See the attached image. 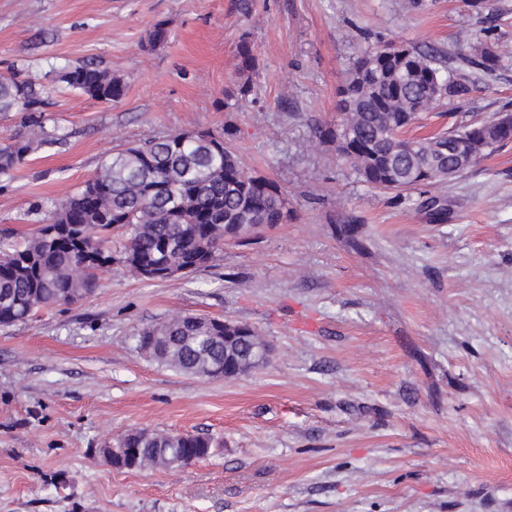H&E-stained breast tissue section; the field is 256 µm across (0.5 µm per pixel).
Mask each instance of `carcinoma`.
Masks as SVG:
<instances>
[{
    "label": "carcinoma",
    "mask_w": 512,
    "mask_h": 512,
    "mask_svg": "<svg viewBox=\"0 0 512 512\" xmlns=\"http://www.w3.org/2000/svg\"><path fill=\"white\" fill-rule=\"evenodd\" d=\"M499 54L486 46L480 59L465 63L493 69ZM58 81L100 101H117L122 81L90 64L64 68ZM468 87L448 72L443 53L432 48L397 45L388 56L368 51L348 71L338 90L341 118L320 136L341 143L338 156L358 179L374 188L417 189L448 181L437 147L448 146V132L406 139L401 131L420 112L465 95ZM44 105L37 80L16 73L0 75V112H39ZM59 129L35 119L29 137L0 143V174L23 163L34 149L61 142ZM512 136L494 133L475 150L494 151ZM288 202L277 186L252 174L224 139L209 132H182L147 140L106 155L95 176L74 195L45 214L43 225L23 244H0V326L24 322L38 310L72 302L94 290L99 275L121 258L120 266L137 277L142 269L206 267L226 240L240 238L263 224L288 220ZM125 228L121 249L108 246L114 226ZM135 348L152 360L187 375L231 379L260 365L241 362L239 354L266 346L249 326L176 315L143 328ZM172 435L130 430L120 448H138L130 460L117 454L119 468H169L166 449ZM201 459L211 441L186 434L179 444Z\"/></svg>",
    "instance_id": "cac0c4a2"
}]
</instances>
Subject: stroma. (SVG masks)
<instances>
[{
  "mask_svg": "<svg viewBox=\"0 0 512 512\" xmlns=\"http://www.w3.org/2000/svg\"><path fill=\"white\" fill-rule=\"evenodd\" d=\"M490 16L499 62H461ZM387 42L437 47L469 87L407 136L512 113V0H0V74L39 75L65 135L0 176V240L30 236L105 153L185 131L224 137L291 211L188 276L116 265L0 326V512H512V143L424 192L360 182L319 133ZM78 63L123 96L57 82ZM176 314L249 325L266 362L224 379L135 350ZM136 428L213 445L183 467L113 466L102 448ZM58 81L69 89L100 101H117L124 93L119 78L92 63L62 69L58 73Z\"/></svg>",
  "mask_w": 512,
  "mask_h": 512,
  "instance_id": "stroma-1",
  "label": "stroma"
}]
</instances>
